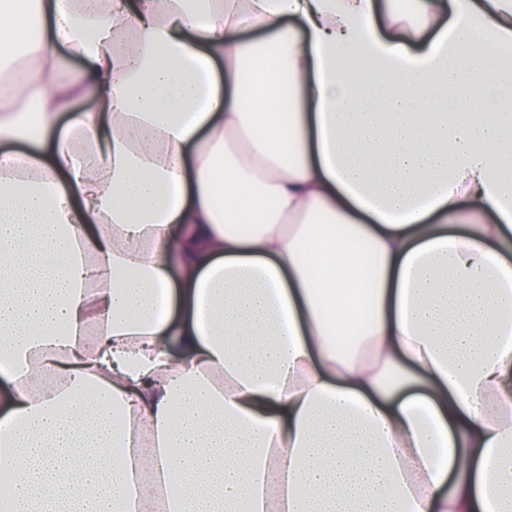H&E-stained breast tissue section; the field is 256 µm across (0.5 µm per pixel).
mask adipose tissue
<instances>
[{"label":"adipose tissue","instance_id":"1","mask_svg":"<svg viewBox=\"0 0 512 512\" xmlns=\"http://www.w3.org/2000/svg\"><path fill=\"white\" fill-rule=\"evenodd\" d=\"M509 56L512 0H0L4 512H512Z\"/></svg>","mask_w":512,"mask_h":512}]
</instances>
